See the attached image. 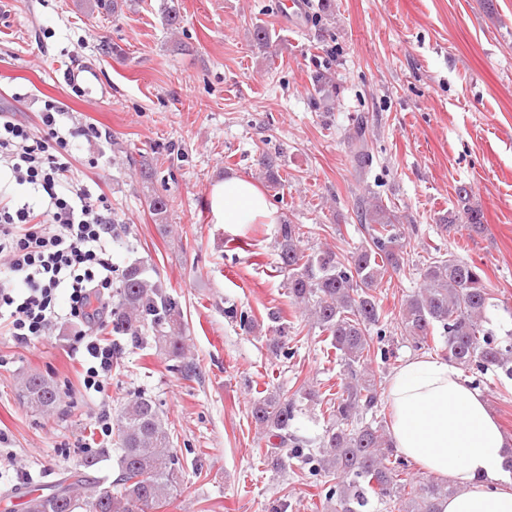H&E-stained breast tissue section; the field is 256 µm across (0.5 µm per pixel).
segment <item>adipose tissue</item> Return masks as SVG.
Wrapping results in <instances>:
<instances>
[{"instance_id":"obj_1","label":"adipose tissue","mask_w":512,"mask_h":512,"mask_svg":"<svg viewBox=\"0 0 512 512\" xmlns=\"http://www.w3.org/2000/svg\"><path fill=\"white\" fill-rule=\"evenodd\" d=\"M209 207L213 222L231 234L286 221L254 183L231 174L213 183ZM384 399L397 453L455 488L438 512H512V441L481 390L446 356L407 358L390 376Z\"/></svg>"}]
</instances>
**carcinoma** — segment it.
<instances>
[{
	"label": "carcinoma",
	"instance_id": "obj_1",
	"mask_svg": "<svg viewBox=\"0 0 512 512\" xmlns=\"http://www.w3.org/2000/svg\"><path fill=\"white\" fill-rule=\"evenodd\" d=\"M319 101H333L336 84L321 76L314 81ZM347 146L357 181L365 182L372 156L362 124L347 135ZM463 204L461 218L481 228L480 210L469 205V191L458 189ZM170 208L163 194L148 199V209L162 222ZM357 216L364 227L365 242L347 256L327 248L306 252L307 231L302 224L277 228L280 269L287 274L288 296L308 312L313 324L327 333L344 372L336 396L327 400L319 391L301 385L295 395L325 407L327 425L318 448L290 432L296 399L279 393L257 400L251 417L271 445L273 467L285 461L300 463L307 479L328 477L326 500L333 512H363L371 500L386 512H437L439 500L453 494L449 483L404 478L408 462L395 454L386 416L379 406L382 380L368 369L372 354L389 351L382 308L376 288L388 271L404 267L403 235L396 211L379 200L357 199ZM419 291L408 296L400 312L401 329L418 349H433L435 333L444 338L448 362L461 369L502 371L512 378V342L499 340L483 323L494 292L485 271L455 253L438 254L420 272ZM183 313L179 303L162 286L150 282L138 267L122 273L117 302L112 307V332L117 352L121 339L143 340L142 331L153 333L155 345L173 356L183 355ZM27 406L38 412L58 402L57 386L39 373L28 375L22 389ZM116 437L120 455L114 492L100 480L89 481L86 461L69 471L68 481L51 493L27 502V512H147L170 504L182 487L183 459L173 448V433L159 405L138 395L123 407Z\"/></svg>",
	"mask_w": 512,
	"mask_h": 512
}]
</instances>
